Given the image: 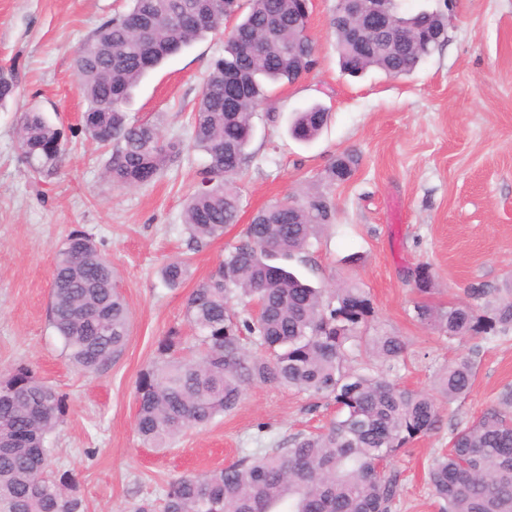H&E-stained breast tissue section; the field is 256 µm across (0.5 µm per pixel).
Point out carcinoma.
<instances>
[{
    "label": "carcinoma",
    "instance_id": "1",
    "mask_svg": "<svg viewBox=\"0 0 512 512\" xmlns=\"http://www.w3.org/2000/svg\"><path fill=\"white\" fill-rule=\"evenodd\" d=\"M409 33L397 43L386 35L359 43L354 21L333 11L330 27L342 70L352 76L376 69L389 77L412 74L446 40L441 11H400L381 3ZM307 0H129L127 10L103 22L78 47L74 67L87 107L82 128L112 146L106 173L128 188L154 181L181 152L166 142L159 122L133 120L127 104L150 70L207 33L229 32L224 57L215 60L202 87L191 146L209 158L199 188L189 197L183 224L197 246L224 235L238 221L241 195L235 178L248 165L252 119L271 97L273 84H292L316 65V44L304 33ZM199 15L201 26L184 19ZM329 112L313 103L294 113L289 133L310 142ZM22 153L37 175L50 176L66 151L64 132L36 110L18 127ZM359 157L342 153L328 165L331 183L353 174ZM330 197L276 201L257 211L243 237L185 299L184 315L198 335V353L179 354L171 330L137 381L136 429L142 441L164 450L187 430L230 413L255 384L325 398L336 418L316 433L296 434L286 448L247 455L238 463L169 481L162 512H393L401 492L391 462L415 439L441 426V403L466 396L476 361L462 357L438 374L434 392L408 390L383 372L351 365L363 352L391 371L405 360L404 340L366 336L372 314L356 283L315 287L288 267L314 246L330 224ZM189 276L175 259L161 268L170 288ZM423 295L433 291L428 266L413 272ZM259 306L253 314L249 305ZM417 320L439 336H479L491 342L512 330V281L479 315L464 301H422ZM49 325L66 359L86 373L117 358L130 334V310L115 283L112 263L93 238L71 233L52 272ZM67 395L36 378L24 364L0 378V512H83L68 474H55L51 436L64 421ZM427 484L441 512H512V390L470 424L451 431L448 450L428 467Z\"/></svg>",
    "mask_w": 512,
    "mask_h": 512
}]
</instances>
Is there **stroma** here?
<instances>
[{
    "instance_id": "stroma-1",
    "label": "stroma",
    "mask_w": 512,
    "mask_h": 512,
    "mask_svg": "<svg viewBox=\"0 0 512 512\" xmlns=\"http://www.w3.org/2000/svg\"><path fill=\"white\" fill-rule=\"evenodd\" d=\"M312 4L318 64L278 88L255 114L252 159L237 179L239 221L223 238L193 249L183 206L207 165L189 145L193 107L213 60L224 53L223 36L197 39L134 90L130 117L158 119L163 139L184 148L154 181L119 188L105 174L109 150L82 128L86 103L73 58L92 31L125 10L126 0H0V70L16 84L13 98L0 105V372L22 363L67 394L54 446L84 512H131L158 500L183 472L287 447L294 435L335 417L328 400L255 385L234 412L188 432L171 451L147 447L135 425L136 381L158 341L176 328L186 344L194 342L186 296L257 210L293 195L324 193L336 208L333 225L293 267L314 284L353 281L368 292L372 331L401 336L408 347L407 363L392 375L398 385L431 391L448 362L477 357L473 387L445 409L441 428L394 459L403 491L393 512H439L425 480L429 460L447 448L451 428L467 425L512 387V336L439 337L414 318L422 296L411 277L416 266H429V299L437 304L486 288L476 303L481 311L512 277V0H457L442 49L400 78L341 72L329 26L336 0ZM312 102L329 107L330 116L303 144L288 135V119ZM32 107L69 142L49 177L30 171L18 143L20 116ZM350 150L359 156L351 178L329 183L327 165ZM76 230L92 235L111 260L132 315L122 353L93 374L72 367L48 323L56 253ZM174 257L191 261L177 289L160 275Z\"/></svg>"
}]
</instances>
